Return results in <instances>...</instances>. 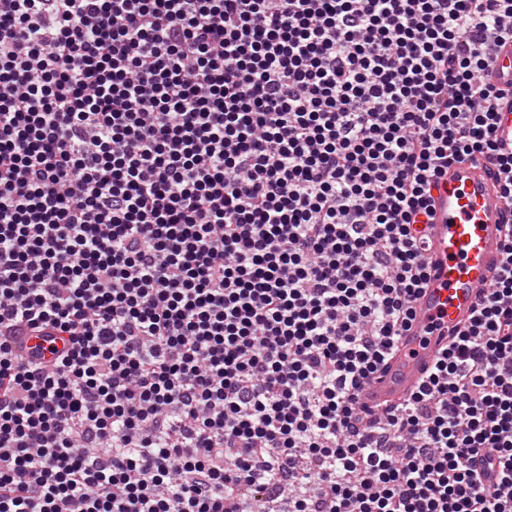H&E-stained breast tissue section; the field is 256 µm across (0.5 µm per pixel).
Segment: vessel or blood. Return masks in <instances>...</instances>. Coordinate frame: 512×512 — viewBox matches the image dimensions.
Here are the masks:
<instances>
[{
	"mask_svg": "<svg viewBox=\"0 0 512 512\" xmlns=\"http://www.w3.org/2000/svg\"><path fill=\"white\" fill-rule=\"evenodd\" d=\"M490 81L512 85V45L494 50ZM495 170L477 159L452 163L432 190L427 226L430 267L415 303L416 318L382 370L361 393L367 407L395 405L418 386L448 343L450 331L471 321L492 287L503 258V228L512 222ZM60 342L48 333L22 337L23 356H51Z\"/></svg>",
	"mask_w": 512,
	"mask_h": 512,
	"instance_id": "1",
	"label": "vessel or blood"
}]
</instances>
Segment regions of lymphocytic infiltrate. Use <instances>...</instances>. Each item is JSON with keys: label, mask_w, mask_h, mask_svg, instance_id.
Returning <instances> with one entry per match:
<instances>
[{"label": "lymphocytic infiltrate", "mask_w": 512, "mask_h": 512, "mask_svg": "<svg viewBox=\"0 0 512 512\" xmlns=\"http://www.w3.org/2000/svg\"><path fill=\"white\" fill-rule=\"evenodd\" d=\"M508 41L512 0H0V512H512V223L422 383L359 401L432 185L512 202ZM490 81L498 87L512 85V45L510 42L494 50V65L489 73ZM61 346L62 342L60 340L44 332L23 336L19 344V352L25 357L38 355L50 358L53 349L61 348Z\"/></svg>", "instance_id": "obj_1"}]
</instances>
